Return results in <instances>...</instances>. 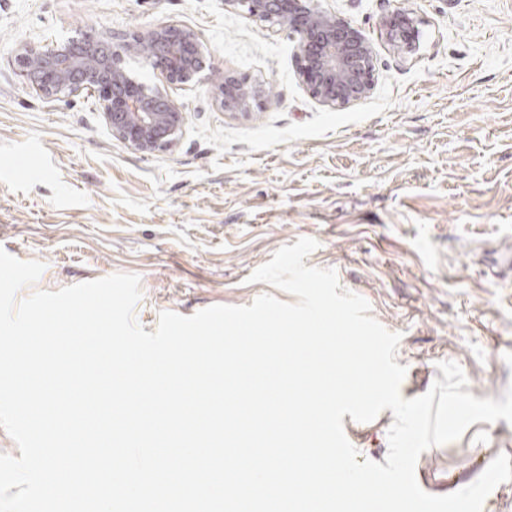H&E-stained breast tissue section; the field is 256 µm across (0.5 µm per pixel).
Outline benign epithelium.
I'll use <instances>...</instances> for the list:
<instances>
[{
    "instance_id": "7a95c632",
    "label": "benign epithelium",
    "mask_w": 512,
    "mask_h": 512,
    "mask_svg": "<svg viewBox=\"0 0 512 512\" xmlns=\"http://www.w3.org/2000/svg\"><path fill=\"white\" fill-rule=\"evenodd\" d=\"M251 18L286 27L296 35L297 76L313 98L330 108H344L367 98L375 86L373 46L369 36L342 16L326 11L319 0H224ZM387 44L409 53L417 41L414 14L397 9L384 16ZM127 57L160 70L170 84H186L208 71L212 93L226 112H247L265 93L234 75L216 76L198 35L175 24H160L116 40L109 35L20 49V76L37 94L60 100L85 90L97 94L112 136L128 149L151 156L170 149L183 134L186 113L158 87L135 81L123 67Z\"/></svg>"
}]
</instances>
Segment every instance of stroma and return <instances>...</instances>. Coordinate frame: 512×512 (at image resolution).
<instances>
[{
  "label": "stroma",
  "mask_w": 512,
  "mask_h": 512,
  "mask_svg": "<svg viewBox=\"0 0 512 512\" xmlns=\"http://www.w3.org/2000/svg\"><path fill=\"white\" fill-rule=\"evenodd\" d=\"M363 28L372 94L344 108L314 99L288 30L224 0H0V248L44 270L34 291L115 273L141 279L135 318L189 316L260 295H294L250 274L297 239L305 266L334 269L383 327L401 333L403 398L456 362L467 390L502 399L512 384V0H321ZM419 21L413 52L386 43L398 7ZM162 23L194 30L224 71L268 88L249 112L216 104L206 79L168 84L137 60L136 81L187 113L170 150L142 156L113 137L98 98L49 102L24 84L26 43L84 33L117 38ZM391 410L344 416L360 459L384 462ZM512 454V425L477 422L417 460L420 487L455 492Z\"/></svg>",
  "instance_id": "obj_1"
}]
</instances>
